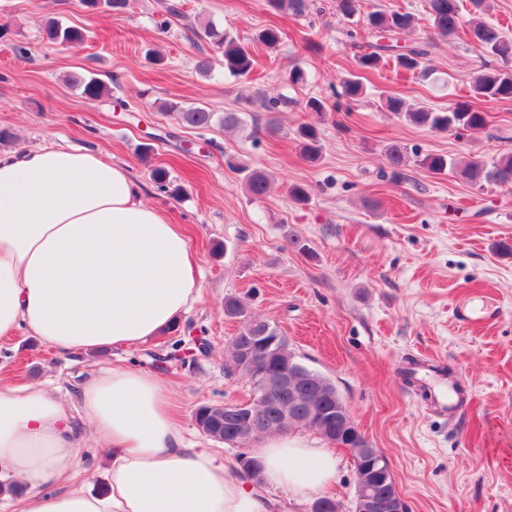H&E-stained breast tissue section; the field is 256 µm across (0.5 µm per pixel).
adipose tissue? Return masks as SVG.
I'll use <instances>...</instances> for the list:
<instances>
[{
    "mask_svg": "<svg viewBox=\"0 0 512 512\" xmlns=\"http://www.w3.org/2000/svg\"><path fill=\"white\" fill-rule=\"evenodd\" d=\"M197 261L183 228L98 152L0 151V338L82 353L142 345L200 299ZM170 400L131 367L88 378L74 409L42 385L0 381V482L22 486L17 512H273L223 453L184 447ZM77 416L112 457L104 489L72 478ZM253 455L265 487L299 500L336 480L333 450L286 433Z\"/></svg>",
    "mask_w": 512,
    "mask_h": 512,
    "instance_id": "1",
    "label": "adipose tissue"
}]
</instances>
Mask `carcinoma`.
<instances>
[{
  "label": "carcinoma",
  "mask_w": 512,
  "mask_h": 512,
  "mask_svg": "<svg viewBox=\"0 0 512 512\" xmlns=\"http://www.w3.org/2000/svg\"><path fill=\"white\" fill-rule=\"evenodd\" d=\"M428 14L433 35L447 38L457 33H463L470 45L483 57L487 58L484 68L472 77L474 96L489 101L512 100V37L488 23L482 18L487 5L485 0H472L473 11L470 17L462 15L458 0H427ZM266 11L272 15L290 12L303 16L309 9L308 0H264ZM415 18L410 13L398 10H374L367 14L363 36V52L358 55L360 68L372 71L379 69L384 61L389 59L395 66L417 75L423 80L429 79L434 69L429 64V56L433 41L426 40L406 44L401 42V35L414 26ZM47 39L54 43H75L86 38L84 31L75 27H64L51 21L46 26ZM285 33L274 23L258 30L254 43L267 50L276 48L283 40ZM196 37L215 46L224 57V73L235 78H248L254 70L255 57L249 46L229 32L220 31L213 25H207L196 32ZM67 82L81 89L83 97L89 101L101 98L107 86L93 76L72 73L67 76ZM341 91L337 96L348 100H356L364 94V86L360 76L350 74L340 83ZM383 107L387 112L401 122L423 128L432 132H447L458 130L481 129L487 124L485 112L474 108L464 100L453 101L448 108L436 111L425 105L409 103L401 98L388 96ZM166 109L176 114L179 122L192 128H208L214 121L215 113L204 107H182L176 104L166 106ZM304 110L314 116V120L298 126L300 154L309 163L317 162L322 154V145L317 127L328 110V103L318 97L306 100ZM384 156L391 173L401 175L402 168L410 162L407 147L392 143L385 147ZM416 162L434 173L447 170L460 171L471 183L482 186H512V152L502 155L492 165H487L478 159L458 161L441 154L414 153ZM245 172L244 184L252 198L259 200L270 191L274 176L266 171L242 168ZM224 312L230 317L242 319L243 326L231 341V360L235 369L248 380H253L250 369L242 363L240 347L247 337L268 333L270 336L279 335L277 326L264 319L245 316V308L240 300L228 297L224 301ZM274 363L282 367L300 365L295 355L288 348L285 339H280L275 348ZM312 376L309 390L298 393L284 405L285 422L276 428L269 429L266 424L280 419L278 412L264 408L254 403L251 405L257 420L251 440L266 435L276 434L286 428L308 426L316 430L323 438L332 444L349 449L354 461L356 483L369 487L376 510L374 512H389L385 504L394 485L392 473H380L371 466L372 460L361 453V449L370 447V442L351 420L348 411L336 390L327 385V380L313 370H308ZM314 404L332 411L335 422L323 421L318 423L311 419L308 404ZM198 427L206 435L233 447L243 446L235 433L224 428V408L216 406H201L195 412ZM245 474L255 482H262V467L257 459L245 453L239 456Z\"/></svg>",
  "instance_id": "cac0c4a2"
}]
</instances>
